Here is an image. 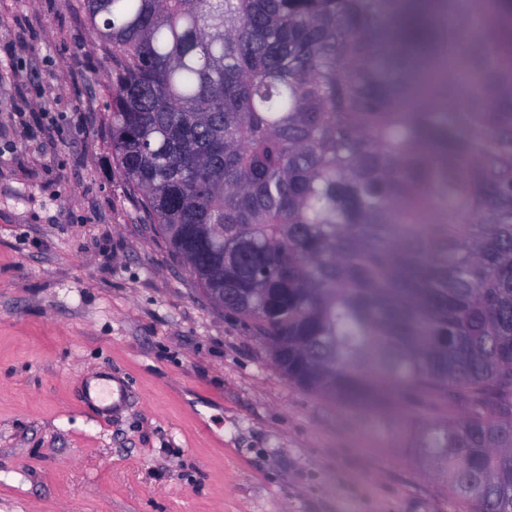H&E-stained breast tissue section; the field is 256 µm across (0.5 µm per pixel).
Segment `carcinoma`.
<instances>
[{
    "instance_id": "1",
    "label": "carcinoma",
    "mask_w": 512,
    "mask_h": 512,
    "mask_svg": "<svg viewBox=\"0 0 512 512\" xmlns=\"http://www.w3.org/2000/svg\"><path fill=\"white\" fill-rule=\"evenodd\" d=\"M437 3L457 2L86 11L115 63L112 155L197 285L309 391L465 400L418 447L477 512H512V0H461L453 20ZM458 44L491 106L438 112L409 90L415 62ZM427 95L461 101L442 74Z\"/></svg>"
}]
</instances>
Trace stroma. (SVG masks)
Instances as JSON below:
<instances>
[{"label":"stroma","instance_id":"35a3bbf8","mask_svg":"<svg viewBox=\"0 0 512 512\" xmlns=\"http://www.w3.org/2000/svg\"><path fill=\"white\" fill-rule=\"evenodd\" d=\"M111 67L84 0H0V512H471L417 446L464 400L308 391L171 256Z\"/></svg>","mask_w":512,"mask_h":512}]
</instances>
